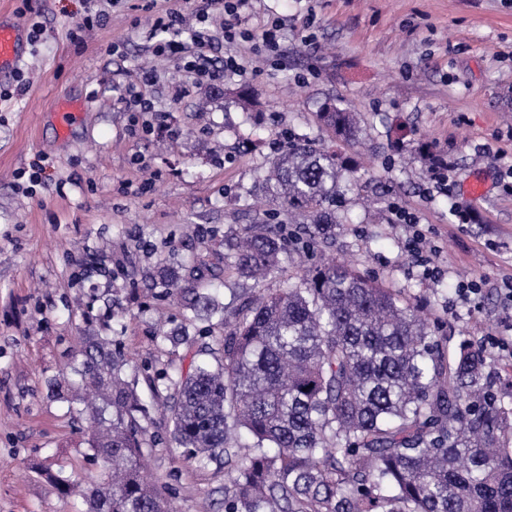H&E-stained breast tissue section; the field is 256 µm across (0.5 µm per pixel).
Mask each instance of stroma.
Returning <instances> with one entry per match:
<instances>
[{
  "instance_id": "1",
  "label": "stroma",
  "mask_w": 512,
  "mask_h": 512,
  "mask_svg": "<svg viewBox=\"0 0 512 512\" xmlns=\"http://www.w3.org/2000/svg\"><path fill=\"white\" fill-rule=\"evenodd\" d=\"M26 4L43 24L21 64L28 89L0 98V512H85L82 498L61 495L42 472L96 473L88 423L51 382L92 329L121 347L142 395L147 373L188 367L192 348L157 335L158 320L174 331L185 314L181 297L165 295L161 269L218 262L226 233L271 212L287 227L280 263L259 282L226 269L209 285L223 317L195 322L190 334L219 350L245 297L298 282V258L313 267L333 257L423 307L436 336L483 347L498 393L512 392V356L485 345L512 337L500 291L512 276V193L492 156L512 154V0H247L236 29L278 21L277 47L225 42L224 16L211 13L210 57L239 55L247 71L198 86L154 50L167 0H0V12L15 17ZM99 10L106 26L73 43L71 29ZM146 71L144 93L167 120L150 135L132 129L119 100ZM242 89L250 105L238 101ZM67 103L85 112L63 133L54 114ZM326 103L359 112L363 145L333 138L320 119ZM286 137L335 149L360 178V195L376 202L337 199L340 224L300 254L296 226L263 187ZM37 159L46 170L31 188L18 173ZM475 178L486 191L476 219L462 224L451 208L467 203ZM392 202L418 225L398 223ZM418 231L439 249L436 276L410 251ZM476 271L489 284L461 300L458 281ZM141 425L170 512L205 502L224 512L223 470L155 444L166 433L160 408Z\"/></svg>"
}]
</instances>
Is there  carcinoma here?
<instances>
[{"label": "carcinoma", "instance_id": "cac0c4a2", "mask_svg": "<svg viewBox=\"0 0 512 512\" xmlns=\"http://www.w3.org/2000/svg\"><path fill=\"white\" fill-rule=\"evenodd\" d=\"M324 125L343 141L361 129L350 109L327 106ZM289 219L325 236L339 223L329 204L358 180L309 142L275 158L264 178ZM224 247L232 267L259 281L280 261L277 224H252ZM299 283L252 296L224 331L222 360L201 359L161 376L174 386L161 405L169 438L200 468L224 469V512H512V408L493 391L482 350L434 336L420 307L341 263L302 270ZM185 275L165 270L166 293ZM192 289L181 334L199 313L222 311ZM73 372L101 404L83 409L100 482L86 512H160L145 473L149 451L138 416L147 407L122 377L112 337H87Z\"/></svg>", "mask_w": 512, "mask_h": 512}]
</instances>
